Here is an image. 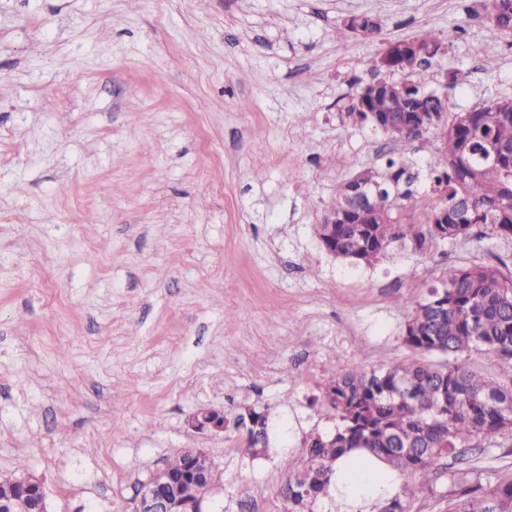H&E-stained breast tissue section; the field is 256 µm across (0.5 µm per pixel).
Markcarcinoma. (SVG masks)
Returning <instances> with one entry per match:
<instances>
[{"label": "carcinoma", "mask_w": 512, "mask_h": 512, "mask_svg": "<svg viewBox=\"0 0 512 512\" xmlns=\"http://www.w3.org/2000/svg\"><path fill=\"white\" fill-rule=\"evenodd\" d=\"M488 32L495 38L512 29V0H488ZM346 30L371 37L379 23L369 15H350ZM440 39L432 32L402 51L407 65L402 79L422 89L431 73L420 60L436 56ZM417 102L402 93L400 83L373 80L349 100L348 116L379 115L368 124L404 144L422 136L404 131ZM501 153L499 162L488 158L489 147ZM409 164L402 155L368 167L336 188L332 207L344 224H318L316 234L335 258L357 267H369L385 257L397 243L426 253L435 242L454 243L479 236L488 216L512 214V97L454 113L446 131V148L433 153L429 178L448 190V220L432 224L420 220L412 205L418 191L413 179L404 178ZM372 192L370 217L358 211L360 183ZM404 343L422 355L442 359L433 363L412 359L377 368L351 367L331 376L315 401L336 421L334 431L312 432L303 458L282 459L286 473L280 494L288 512H314V505L336 478L335 463L354 451L376 457L395 476L436 473L445 459L459 466L448 471L452 491L448 512H512V479L473 485L471 458L498 446L512 435V418L503 413L512 406V271L498 255L472 266L446 269L423 301L412 307L403 330ZM473 351L497 358L501 378L484 375L467 362ZM269 413L239 415L234 425L249 435V447H269ZM378 512H407L396 494L377 498Z\"/></svg>", "instance_id": "1"}]
</instances>
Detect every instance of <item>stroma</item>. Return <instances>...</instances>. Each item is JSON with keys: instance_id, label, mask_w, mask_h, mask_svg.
<instances>
[{"instance_id": "obj_1", "label": "stroma", "mask_w": 512, "mask_h": 512, "mask_svg": "<svg viewBox=\"0 0 512 512\" xmlns=\"http://www.w3.org/2000/svg\"><path fill=\"white\" fill-rule=\"evenodd\" d=\"M485 6L0 0V472L40 476L50 512H130L151 471L204 448L214 512H284L283 456L334 428L323 383L415 358L403 326L442 271L512 257L489 225L358 268L315 232L394 147L345 112L388 41L444 42L449 112L512 96V34L489 37ZM353 14L380 33L343 35ZM255 406L257 457L186 424ZM405 485L410 512H448L447 477ZM264 414L261 412L252 411L249 415L250 424L247 423L244 415H239L235 419V428L243 427L246 429L249 435L250 444L249 448H255L256 446L263 445L264 448H269V413L267 407H260ZM267 421V422H266Z\"/></svg>"}]
</instances>
